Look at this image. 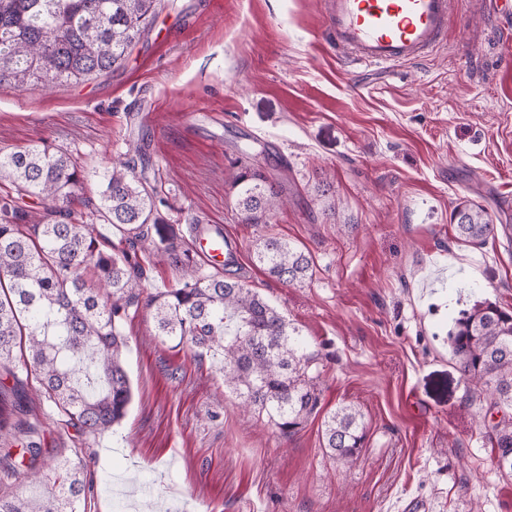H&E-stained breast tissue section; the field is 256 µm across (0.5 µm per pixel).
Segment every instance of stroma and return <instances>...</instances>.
<instances>
[{
    "label": "stroma",
    "mask_w": 512,
    "mask_h": 512,
    "mask_svg": "<svg viewBox=\"0 0 512 512\" xmlns=\"http://www.w3.org/2000/svg\"><path fill=\"white\" fill-rule=\"evenodd\" d=\"M322 0H166L124 65L81 86L0 85V148L49 145L93 171L148 160L169 223L222 225L238 275L321 355V406H358L356 465L326 452L321 417L293 436L243 413L215 363L130 313L133 399L87 440L80 512H512L485 401L448 347L478 300L512 307V19L453 0L446 41L423 60L364 67L325 40ZM284 182L268 223H241L231 176ZM330 182L332 197L314 188ZM464 199L501 231L477 246L451 222ZM274 233L309 252L288 288L253 263Z\"/></svg>",
    "instance_id": "stroma-1"
}]
</instances>
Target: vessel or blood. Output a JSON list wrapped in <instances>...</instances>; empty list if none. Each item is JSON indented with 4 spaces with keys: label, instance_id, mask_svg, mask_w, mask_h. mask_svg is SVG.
<instances>
[{
    "label": "vessel or blood",
    "instance_id": "1",
    "mask_svg": "<svg viewBox=\"0 0 512 512\" xmlns=\"http://www.w3.org/2000/svg\"><path fill=\"white\" fill-rule=\"evenodd\" d=\"M325 33L338 50L365 65L399 66L433 52L444 40L452 0H324ZM206 260L223 257L220 235L196 233Z\"/></svg>",
    "mask_w": 512,
    "mask_h": 512
}]
</instances>
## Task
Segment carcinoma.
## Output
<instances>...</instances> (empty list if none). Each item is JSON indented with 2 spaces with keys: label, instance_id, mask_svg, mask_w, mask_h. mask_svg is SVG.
<instances>
[{
  "label": "carcinoma",
  "instance_id": "obj_1",
  "mask_svg": "<svg viewBox=\"0 0 512 512\" xmlns=\"http://www.w3.org/2000/svg\"><path fill=\"white\" fill-rule=\"evenodd\" d=\"M162 0H0V82L82 84L119 68L152 28ZM89 174L72 156L51 147L0 149V512H79L86 496L87 461L62 459L46 446L37 410L80 440L112 430L132 402L124 366L122 324L132 308L152 311L154 335L186 347L219 366L224 386L244 407L284 435L319 413L320 354L295 326L235 273L205 274L198 252L167 222L158 188L120 161L98 175L103 189L88 212L73 208ZM243 224H267L282 190L258 168L232 182ZM40 201L27 210L19 200ZM457 239L484 245L498 228L488 212L468 201L453 212ZM117 227L121 238L105 250L96 223ZM153 251L177 272L176 284L149 291L140 254ZM256 264L289 287L313 276L311 257L274 236L256 241ZM465 378L486 392L488 409L501 413L489 438L497 466L512 471V310L483 301L462 313L448 332ZM93 377L84 383L78 373ZM330 457L357 461L365 441L363 414L344 405L324 419ZM49 494L34 498L3 491L22 471Z\"/></svg>",
  "mask_w": 512,
  "mask_h": 512
}]
</instances>
